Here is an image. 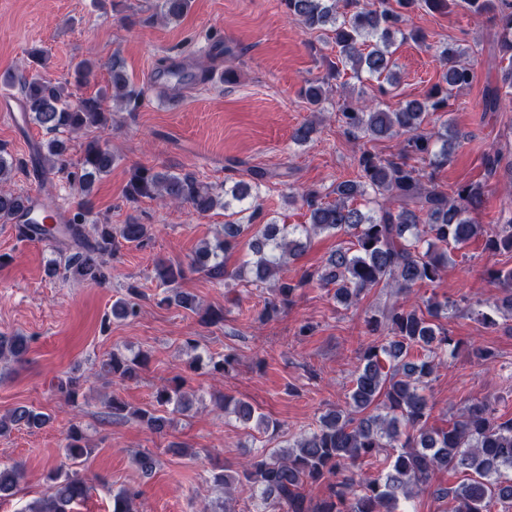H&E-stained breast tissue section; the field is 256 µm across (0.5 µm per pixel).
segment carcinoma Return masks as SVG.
Returning a JSON list of instances; mask_svg holds the SVG:
<instances>
[{
    "label": "carcinoma",
    "instance_id": "cac0c4a2",
    "mask_svg": "<svg viewBox=\"0 0 512 512\" xmlns=\"http://www.w3.org/2000/svg\"><path fill=\"white\" fill-rule=\"evenodd\" d=\"M457 0H282L288 18L309 31L332 32L338 57L351 64L358 76L366 74L380 81L379 92L397 82L393 47L397 40L425 41L420 30L410 26L411 15L420 9L445 11ZM464 8L476 17L492 15L498 28L497 44L501 60L502 87L490 90L483 111H496L503 97L512 95V0H463ZM191 0H159L160 17L166 22L180 21L190 10ZM465 54L460 47L436 49L442 63L440 80L422 99L399 103L389 110L376 100L344 93L338 104L345 133L358 140L399 139L395 157H382L368 149L356 159L358 176L336 184L334 200L325 201L321 193L308 189L299 194L307 207L309 223L275 224L264 220L262 209L254 206L250 222L234 219L233 202L250 196V185L239 182L224 198L200 182L193 174L155 172L135 166L125 189V198L137 203L143 198L186 204L198 214L222 208L229 220L223 235L205 242L194 254V266L207 276L221 281L224 252L247 239L252 257L236 274L257 288L272 284L271 297L265 300L258 320L269 321L290 304L296 292L313 282L335 288L334 298L348 307L360 296L381 285L391 289L394 300L381 315L371 317L368 331L381 339L369 343L359 356L353 386L346 407L329 411L319 418L315 429L280 448H262L250 459L224 467L211 475L213 483L229 493L247 489L256 503L255 512H401L402 502L423 493L437 500L451 499V512H491L501 504L512 512V418L503 419L487 401L472 402L446 428L429 425L431 408L424 394L425 379L444 358L454 355L459 342L450 336L439 320L447 317L449 304L428 298L422 304L410 302L413 289L433 284L448 266V246L472 239L484 241L491 254L512 253V210L501 224L485 226L473 214L486 204L488 184L465 183L450 192L439 188L435 170L448 163V107L454 93L472 84L471 65L458 61ZM28 74L17 78L12 73L3 81L19 87L25 121L37 125L47 136L37 161L42 167L63 169L68 165L69 139L65 135L103 129L109 124L106 101L135 110L144 90L133 84L125 71L112 66L107 87L91 96H76V90L94 76L95 62L79 61L69 78L58 81L43 74L46 52L33 45L27 51ZM324 82L310 80L303 96L314 107L326 98ZM418 158L431 171L418 168ZM115 158L108 146L96 138L83 144L77 170L70 173L82 196L81 207L70 223L59 226L16 225L19 236L49 237L68 242L64 263L51 261L50 277L63 276L81 283L102 284L110 277L107 258L119 242L143 247L152 238V226L129 222L87 225L90 197L98 181L107 176ZM24 162L0 146V222L5 224L25 208L27 198L4 189ZM369 197L374 208L359 207L360 197ZM329 233L351 237L350 246H338L325 264L303 273L293 282L279 276L289 258L302 255L311 235ZM157 278L166 288L164 298L192 312L195 297L181 290L184 269L179 264L161 263ZM490 277L502 286L490 311L481 310L479 301L466 308L494 329V315L512 319V268L493 269ZM139 289L127 287V297L112 304V316L135 318L139 314ZM425 351L414 361L416 349ZM30 349L23 335H0V361H20ZM150 356L139 353L125 357L112 353L105 363L112 377L126 382L137 379ZM238 359L231 353L211 358L212 371L224 375L236 368ZM174 379L157 389L150 407L127 409L118 397L112 398L113 417L133 421L155 433H163L173 413L185 414L192 399ZM217 406L246 430L267 431L277 427L269 417L247 401L221 396ZM51 416L33 406L22 405L0 416V434L16 428L40 429ZM385 456V467L376 476L354 471L366 457ZM88 453L83 430L73 425L65 437V461L52 466L49 477L52 492L45 500L34 501L25 512H73V506L87 498V482L73 470ZM453 470L464 475L458 486L448 489L434 484L439 471ZM24 470L19 465L0 468V500L15 495ZM326 484V494L315 500L307 493L313 484ZM134 494L120 489L112 494V512H134Z\"/></svg>",
    "mask_w": 512,
    "mask_h": 512
}]
</instances>
